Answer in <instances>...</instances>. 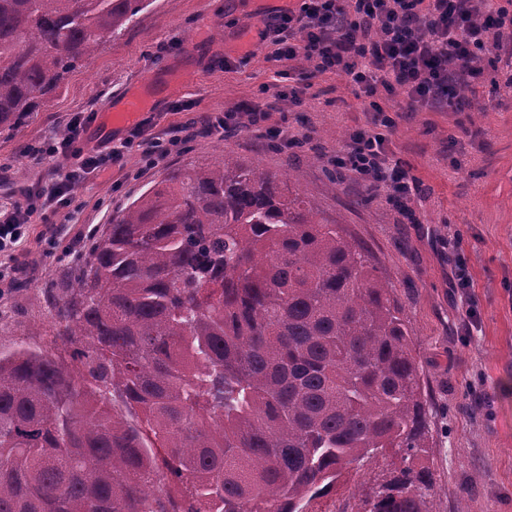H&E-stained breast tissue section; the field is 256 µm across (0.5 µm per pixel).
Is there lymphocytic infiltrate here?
Returning a JSON list of instances; mask_svg holds the SVG:
<instances>
[{
  "mask_svg": "<svg viewBox=\"0 0 512 512\" xmlns=\"http://www.w3.org/2000/svg\"><path fill=\"white\" fill-rule=\"evenodd\" d=\"M275 34L276 56L286 67L305 60L319 73L344 78L354 95L401 89L414 102L452 105L459 90L477 92L485 70L471 66L480 52L494 51L512 66V0H301L265 23ZM89 117L75 115L63 135L29 147L40 163H53L46 188L27 187L0 208V282L14 286L34 215L71 207L75 189L89 175L118 162L123 145L87 148ZM385 137L361 131L338 154L339 167L355 172L372 190L411 196L405 170L389 162Z\"/></svg>",
  "mask_w": 512,
  "mask_h": 512,
  "instance_id": "lymphocytic-infiltrate-1",
  "label": "lymphocytic infiltrate"
}]
</instances>
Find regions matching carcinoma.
<instances>
[{"instance_id":"1","label":"carcinoma","mask_w":512,"mask_h":512,"mask_svg":"<svg viewBox=\"0 0 512 512\" xmlns=\"http://www.w3.org/2000/svg\"><path fill=\"white\" fill-rule=\"evenodd\" d=\"M151 0H0V133ZM0 352V512H302L401 455L370 512H433L428 396L371 253L284 173L171 170ZM121 402L125 413L115 409Z\"/></svg>"}]
</instances>
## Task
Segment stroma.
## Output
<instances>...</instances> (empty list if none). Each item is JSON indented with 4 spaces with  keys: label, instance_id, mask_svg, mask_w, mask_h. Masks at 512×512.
<instances>
[{
    "label": "stroma",
    "instance_id": "1",
    "mask_svg": "<svg viewBox=\"0 0 512 512\" xmlns=\"http://www.w3.org/2000/svg\"><path fill=\"white\" fill-rule=\"evenodd\" d=\"M279 0H153L130 30L106 38L91 62L66 74L60 89L17 130L0 134V201L13 189L50 184V165L36 163L29 144L64 134L78 112L98 115L135 84L156 74L155 107L140 134L103 129L93 121L91 145L125 143L119 162L75 192L79 210L34 217L20 283L0 290V350L19 329L48 324L43 296L71 275L63 251L44 254L47 225H62L64 240L90 236L110 224L170 170L214 160L218 154L288 171L292 185L314 200L325 219L372 253L395 286L416 345L429 397L430 446L422 457L435 474L433 512H512V96L499 90L494 54H487L483 91L458 112L410 106L402 91L358 98L336 74L299 62L278 75L272 41H260L263 15ZM285 93L259 125L242 120L233 136L206 134V117L242 112ZM392 121L384 129L390 161L416 185L398 202L367 190L333 158L358 129L372 130L375 110ZM279 128L288 141L268 147L262 132ZM170 141L166 156L148 163L145 139ZM472 287H453L457 260ZM391 455L355 466L335 489L306 501L303 512H366V501L391 479Z\"/></svg>",
    "mask_w": 512,
    "mask_h": 512
}]
</instances>
